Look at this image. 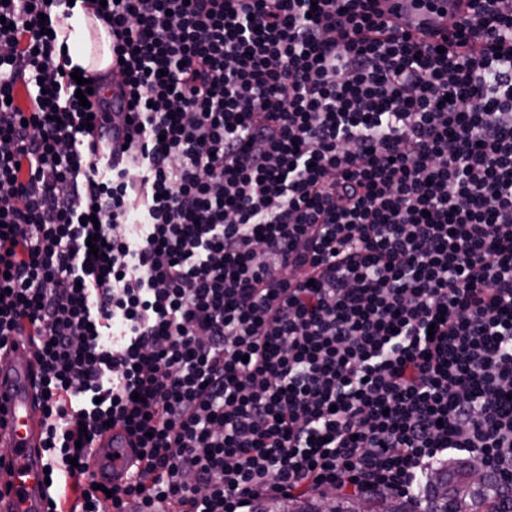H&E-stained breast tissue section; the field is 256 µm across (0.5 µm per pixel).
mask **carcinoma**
Wrapping results in <instances>:
<instances>
[{
	"mask_svg": "<svg viewBox=\"0 0 512 512\" xmlns=\"http://www.w3.org/2000/svg\"><path fill=\"white\" fill-rule=\"evenodd\" d=\"M475 464L464 459L443 462L435 478L423 485L424 498L435 512H509L512 502L494 477L474 478ZM371 512H410L404 503L390 495L376 494L368 498ZM267 512H322V506L310 495L272 497Z\"/></svg>",
	"mask_w": 512,
	"mask_h": 512,
	"instance_id": "1",
	"label": "carcinoma"
}]
</instances>
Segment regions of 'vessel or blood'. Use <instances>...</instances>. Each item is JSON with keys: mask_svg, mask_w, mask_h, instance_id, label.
Instances as JSON below:
<instances>
[{"mask_svg": "<svg viewBox=\"0 0 512 512\" xmlns=\"http://www.w3.org/2000/svg\"><path fill=\"white\" fill-rule=\"evenodd\" d=\"M379 10L390 25L417 39L442 41L449 17L467 14L464 0H380ZM91 79L101 74L103 34L90 21ZM44 413L38 367L29 337H14L0 350V512H47L42 448ZM94 477L107 486H123L131 472L133 453L120 428L104 434L94 445Z\"/></svg>", "mask_w": 512, "mask_h": 512, "instance_id": "1", "label": "vessel or blood"}]
</instances>
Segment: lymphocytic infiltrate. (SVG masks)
Returning <instances> with one entry per match:
<instances>
[{"label": "lymphocytic infiltrate", "mask_w": 512, "mask_h": 512, "mask_svg": "<svg viewBox=\"0 0 512 512\" xmlns=\"http://www.w3.org/2000/svg\"><path fill=\"white\" fill-rule=\"evenodd\" d=\"M375 2L81 0L135 113L104 170L72 4L0 0V346L40 367L50 512L512 473V0L440 49ZM111 424L137 464L106 493ZM84 24V10L81 7V2H77L75 8L73 9V15L68 19H64L62 25L60 26L63 32L67 31V27L72 28L70 31V37L67 41L69 52L72 58V65H84L83 55L79 49V46L82 44L83 40Z\"/></svg>", "instance_id": "1"}]
</instances>
